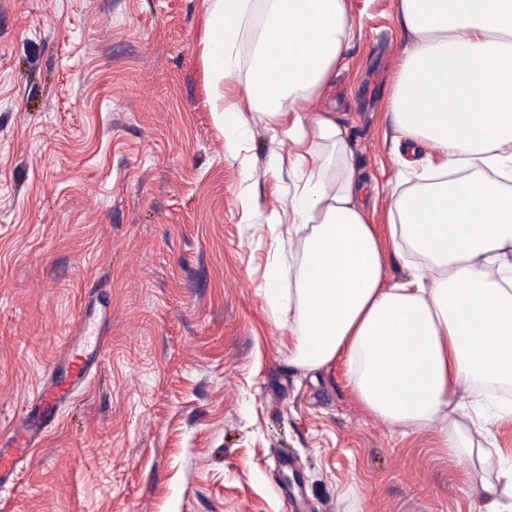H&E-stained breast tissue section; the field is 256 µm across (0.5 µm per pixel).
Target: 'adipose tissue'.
<instances>
[{"label": "adipose tissue", "mask_w": 512, "mask_h": 512, "mask_svg": "<svg viewBox=\"0 0 512 512\" xmlns=\"http://www.w3.org/2000/svg\"><path fill=\"white\" fill-rule=\"evenodd\" d=\"M204 3L212 112L231 132L246 119L225 107L224 81L251 2ZM399 11L412 48L391 99L394 145L416 181L392 194L387 248L346 128L332 113L305 114L345 64L346 0H264L244 94L297 160L319 141L341 170L332 187L314 172L296 186L290 224L303 257L293 288L272 274L266 295L297 327V366L312 373L344 359L362 405L392 427L447 420L442 445L466 455L476 512H512V464H494L458 420L468 409L484 419L488 387L512 385V0H399ZM421 143L436 158L420 157ZM404 249L424 266L389 282L388 253Z\"/></svg>", "instance_id": "adipose-tissue-1"}]
</instances>
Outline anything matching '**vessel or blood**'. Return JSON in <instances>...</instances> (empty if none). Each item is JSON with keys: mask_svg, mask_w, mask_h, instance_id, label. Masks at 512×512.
<instances>
[{"mask_svg": "<svg viewBox=\"0 0 512 512\" xmlns=\"http://www.w3.org/2000/svg\"><path fill=\"white\" fill-rule=\"evenodd\" d=\"M62 358L67 365L66 379L37 391L32 400L34 416L28 417L23 426L13 429L0 442V478L15 475L27 462L31 449L41 439L47 421L71 395L74 385L88 379L90 368L84 347L67 343Z\"/></svg>", "mask_w": 512, "mask_h": 512, "instance_id": "1", "label": "vessel or blood"}]
</instances>
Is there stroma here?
Returning a JSON list of instances; mask_svg holds the SVG:
<instances>
[{
	"label": "stroma",
	"mask_w": 512,
	"mask_h": 512,
	"mask_svg": "<svg viewBox=\"0 0 512 512\" xmlns=\"http://www.w3.org/2000/svg\"><path fill=\"white\" fill-rule=\"evenodd\" d=\"M397 2L349 0L346 67L311 104L346 125L383 236L407 186ZM263 7L224 83L247 120L232 138L203 0H0V432L66 342L93 355L0 512H472L444 422L401 433L342 361L305 373L267 302L271 268L303 247L285 224L293 147L243 92Z\"/></svg>",
	"instance_id": "obj_1"
}]
</instances>
